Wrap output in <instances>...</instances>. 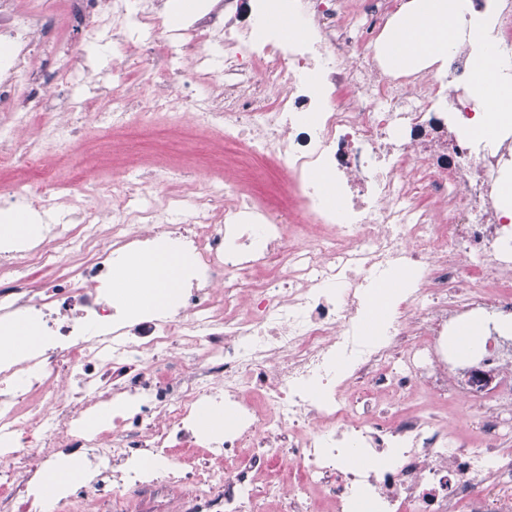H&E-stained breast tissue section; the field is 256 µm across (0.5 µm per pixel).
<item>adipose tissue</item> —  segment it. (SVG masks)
<instances>
[{
	"instance_id": "1",
	"label": "adipose tissue",
	"mask_w": 512,
	"mask_h": 512,
	"mask_svg": "<svg viewBox=\"0 0 512 512\" xmlns=\"http://www.w3.org/2000/svg\"><path fill=\"white\" fill-rule=\"evenodd\" d=\"M464 0H407L397 14V22L385 46L391 68L420 70L428 62L447 59L454 46L453 35L464 14ZM502 62L488 53L471 73L483 91L481 110L484 119L471 133L479 141L492 143L499 132L512 126V82L501 76ZM180 258L165 250L130 262L121 272L120 282L138 285L132 296L135 308L162 306L179 278Z\"/></svg>"
}]
</instances>
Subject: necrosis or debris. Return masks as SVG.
<instances>
[{"label":"necrosis or debris","mask_w":512,"mask_h":512,"mask_svg":"<svg viewBox=\"0 0 512 512\" xmlns=\"http://www.w3.org/2000/svg\"><path fill=\"white\" fill-rule=\"evenodd\" d=\"M264 5L209 0L143 55L193 88L174 127H221L225 145L285 177V203L245 197L233 166L215 186L187 178L178 196L159 170L145 181L149 206H130L134 189L119 183L107 207L0 247V324L28 316L46 340L41 354L0 362V512H26L61 458L93 478L59 512H107L120 493L183 484L173 512H255L257 496L283 493L288 512H316L320 492L334 512H512V454L498 446L512 434V337L502 331L512 324V217L498 198L512 129L491 147L467 134L480 117L473 39L461 35L428 71L392 75L376 47L396 0H289L299 31L285 42L265 34ZM467 5L512 65V6ZM133 22L162 30L164 0H0V112L14 123L0 168L33 174L0 182L11 203L44 214L56 197L87 195V161L61 186L48 157L90 125L146 127L167 107V82L131 91L65 42L52 76L34 64L56 26L120 48ZM78 85L96 98L74 101ZM316 172L334 182L335 205L311 182ZM158 242L188 256L189 275L168 310L128 322L110 290L113 262ZM490 267L503 284L489 287ZM389 278L412 286L367 335L372 288ZM469 319L494 384L457 365L455 328ZM64 362L80 371V391L66 386ZM421 389L446 407L480 408L477 438L435 413L394 416L384 405ZM103 405L109 426L88 428ZM224 407L233 415L223 432L197 436L199 411ZM246 442L257 453L243 467L184 466L183 449L228 457ZM283 448L288 484L257 488L256 471ZM147 455L154 470L138 465Z\"/></svg>","instance_id":"4bbe7bcc"}]
</instances>
